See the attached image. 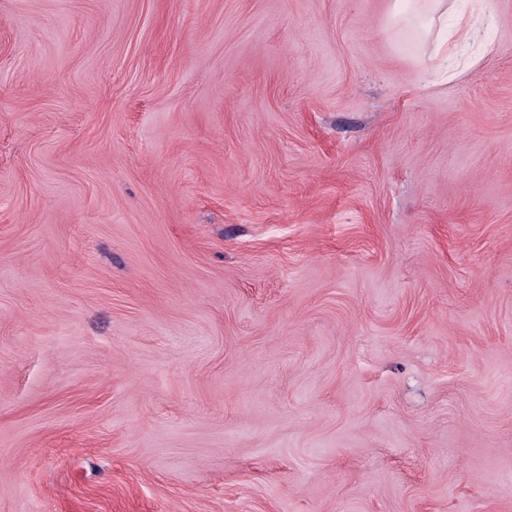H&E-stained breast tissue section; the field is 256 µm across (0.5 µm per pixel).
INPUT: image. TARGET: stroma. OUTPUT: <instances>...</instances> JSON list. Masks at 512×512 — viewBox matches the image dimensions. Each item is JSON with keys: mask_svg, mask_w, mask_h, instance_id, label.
<instances>
[{"mask_svg": "<svg viewBox=\"0 0 512 512\" xmlns=\"http://www.w3.org/2000/svg\"><path fill=\"white\" fill-rule=\"evenodd\" d=\"M0 0V512H512V0ZM451 3L448 8L447 0H406L399 2H408L412 5V12L419 18H428V27H432L436 22L440 24L441 35L448 41V12H454L461 0H449Z\"/></svg>", "mask_w": 512, "mask_h": 512, "instance_id": "35a3bbf8", "label": "stroma"}]
</instances>
